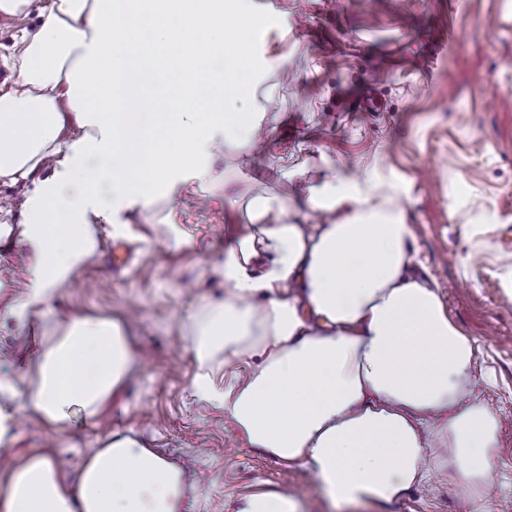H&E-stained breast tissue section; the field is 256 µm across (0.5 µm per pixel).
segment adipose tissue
Segmentation results:
<instances>
[{"mask_svg":"<svg viewBox=\"0 0 512 512\" xmlns=\"http://www.w3.org/2000/svg\"><path fill=\"white\" fill-rule=\"evenodd\" d=\"M279 11L278 0H49L43 25L22 31L16 79L0 87V180L33 188L0 239L24 243L28 280L0 314L43 334L21 386L0 383L1 446L17 395L64 431L125 388L124 320L54 321L50 303L96 251L97 225L154 206L173 175L215 184L214 155L259 150L246 20ZM63 94L77 125L66 138ZM379 185L335 173L306 187L302 218L291 199L250 200L220 264L224 299L191 326V391L332 499L386 505L444 474L475 503L493 489L499 420L473 385L472 340L410 268L404 210L371 205ZM237 362L252 368L221 379ZM177 486L173 465L126 436L91 449L73 489L43 455L1 470L0 512H175Z\"/></svg>","mask_w":512,"mask_h":512,"instance_id":"ef3b65f1","label":"adipose tissue"}]
</instances>
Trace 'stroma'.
I'll use <instances>...</instances> for the list:
<instances>
[{
    "label": "stroma",
    "mask_w": 512,
    "mask_h": 512,
    "mask_svg": "<svg viewBox=\"0 0 512 512\" xmlns=\"http://www.w3.org/2000/svg\"><path fill=\"white\" fill-rule=\"evenodd\" d=\"M289 29L258 23L249 44L254 108L275 92L280 113L263 152L213 158L216 187L178 182L154 208L98 227L99 247L51 303L127 320L136 363L94 422L58 433L17 411L11 464L46 454L76 483L87 449L131 436L185 472L180 512H230L252 493L288 489L303 512H512V0H285ZM287 55L284 70L263 62ZM331 166L377 170L398 184L413 268L436 286L475 342V379L499 419L501 452L488 504L464 503L447 475L398 502L345 505L317 481L249 447L222 412L197 402L189 329L223 298L216 263L267 193L299 199Z\"/></svg>",
    "instance_id": "1"
}]
</instances>
